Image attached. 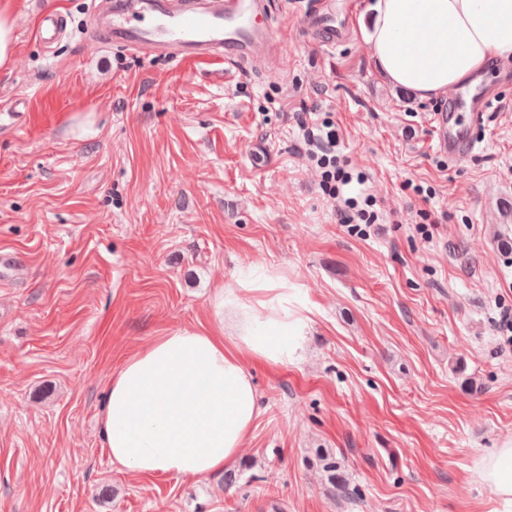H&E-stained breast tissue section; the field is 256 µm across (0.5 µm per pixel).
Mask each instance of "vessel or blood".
<instances>
[{"instance_id": "vessel-or-blood-1", "label": "vessel or blood", "mask_w": 512, "mask_h": 512, "mask_svg": "<svg viewBox=\"0 0 512 512\" xmlns=\"http://www.w3.org/2000/svg\"><path fill=\"white\" fill-rule=\"evenodd\" d=\"M306 18L327 48L344 43L347 31L337 25L326 0H313ZM100 31L118 46L180 60H216L242 77L251 59L276 52L285 37L284 28L271 22L267 0H115ZM488 103L477 87L451 94L447 107L436 113V146L450 162H464L476 150L471 129L483 123Z\"/></svg>"}]
</instances>
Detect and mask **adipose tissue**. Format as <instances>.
Returning <instances> with one entry per match:
<instances>
[{
  "label": "adipose tissue",
  "mask_w": 512,
  "mask_h": 512,
  "mask_svg": "<svg viewBox=\"0 0 512 512\" xmlns=\"http://www.w3.org/2000/svg\"><path fill=\"white\" fill-rule=\"evenodd\" d=\"M364 39L379 71L428 100L512 58V0H375ZM216 289L209 328L154 337L113 373L100 417L113 467L140 475L207 477L241 456L261 413L251 365L299 359L308 318L270 277ZM512 512V439L474 472Z\"/></svg>",
  "instance_id": "1"
}]
</instances>
